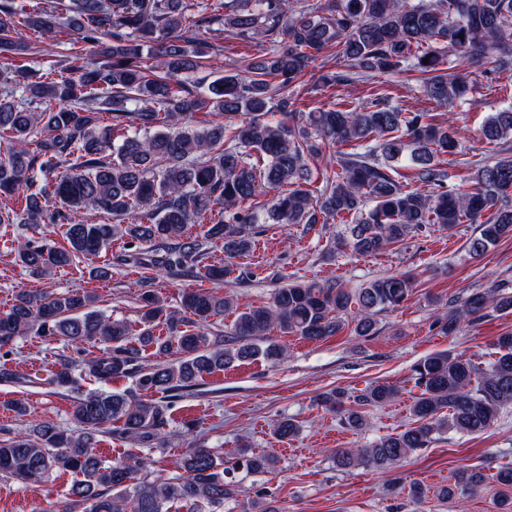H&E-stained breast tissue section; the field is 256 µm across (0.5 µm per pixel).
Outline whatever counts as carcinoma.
I'll use <instances>...</instances> for the list:
<instances>
[{
  "label": "carcinoma",
  "mask_w": 512,
  "mask_h": 512,
  "mask_svg": "<svg viewBox=\"0 0 512 512\" xmlns=\"http://www.w3.org/2000/svg\"><path fill=\"white\" fill-rule=\"evenodd\" d=\"M63 27L79 44L66 74L23 65L0 73V224L66 226V247L44 235L13 237L15 259L32 276L73 267L122 239L121 263L148 273V285L187 269L220 282L224 267L206 262L209 244L222 242L228 258L248 253L258 223L250 201L265 189L276 192L266 207L274 224L350 219L340 244L354 255L379 253L424 224L478 225L467 241L474 258L512 237V106L490 113L479 128V138L504 154L478 164L464 191L448 185L445 157L455 154V131L426 110L395 106L382 92L353 108H294L296 86L328 56L338 69L318 77L324 87L408 71L438 111L472 100L476 87L459 65L502 67L512 45V0H56L49 8L0 0V54L26 55L27 34L50 37ZM212 36L243 43L260 36L265 48L229 59L200 91L192 74L218 50ZM145 50L162 72L145 64ZM199 112L224 122L199 126ZM104 113L112 124H101ZM330 145L336 175L313 188L309 161ZM411 180L420 187H409ZM89 212L116 223H92ZM191 224L205 226L203 235L190 234ZM412 293L405 275L353 291L290 280L259 306L242 309L216 290L190 288L173 308L148 289L134 330L84 288L20 291L0 313V349L10 353L17 339L35 335L98 353L79 361L65 355L42 380L72 401V426L41 422L0 439V476L39 484L54 472L72 473L69 500L58 512L221 507L238 491L235 473H269L277 458H226L196 444L174 461L182 474L149 480L142 457L103 460L101 437L156 448L173 404L205 377L236 361L286 360L288 346L272 332L318 341L350 323L356 336H373L375 316L398 309ZM490 309L512 312V292L469 293L441 329L451 334ZM231 310V332L208 335ZM148 350L167 360L148 362ZM492 355L483 367L444 352L421 359L413 367L419 394L412 426L365 448H338V463L391 470L444 430L489 428L512 405V331L496 338ZM118 378L131 380L130 390L86 387L89 379L107 385ZM397 392L390 384L354 396L336 388L320 401L357 428L361 407L385 404ZM486 479L463 470L454 486L472 495Z\"/></svg>",
  "instance_id": "cac0c4a2"
}]
</instances>
